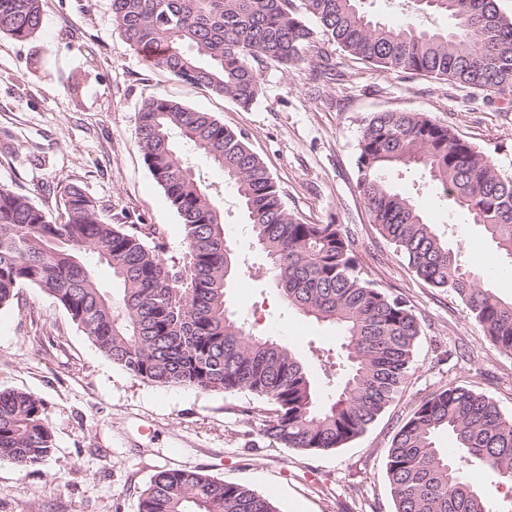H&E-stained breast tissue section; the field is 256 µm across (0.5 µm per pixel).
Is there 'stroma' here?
Here are the masks:
<instances>
[{
	"instance_id": "1",
	"label": "stroma",
	"mask_w": 512,
	"mask_h": 512,
	"mask_svg": "<svg viewBox=\"0 0 512 512\" xmlns=\"http://www.w3.org/2000/svg\"><path fill=\"white\" fill-rule=\"evenodd\" d=\"M31 38L0 35V187L52 218L63 189L80 186L106 213L126 212L155 229L164 256L182 261L184 227L140 155L143 102L162 93L243 133L283 192L288 210L310 224L347 225L364 273L405 298L421 324L414 371L387 412L360 438L307 454L263 440L259 401L247 392L157 386L114 364L42 289L19 288L0 308V391L40 399L54 451L29 470L0 460V512H138L163 467H200L270 494L279 512H394L384 459L391 437L421 399L454 383L491 397L512 417V353L490 347L452 293L429 288L376 231L356 187L358 141L374 113L424 112L512 174V99L444 79L383 69L317 41L304 62L261 70V92L244 107L188 85L129 49L111 0H41ZM336 72L317 84L318 70ZM196 172L218 193L224 230L239 250L231 301L256 334L290 344L330 395L346 362L335 325L288 308L266 255L248 245L246 216L223 173ZM439 232L455 231L467 255L494 246L467 212L428 175L390 170Z\"/></svg>"
}]
</instances>
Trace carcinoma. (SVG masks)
Wrapping results in <instances>:
<instances>
[{"instance_id":"cac0c4a2","label":"carcinoma","mask_w":512,"mask_h":512,"mask_svg":"<svg viewBox=\"0 0 512 512\" xmlns=\"http://www.w3.org/2000/svg\"><path fill=\"white\" fill-rule=\"evenodd\" d=\"M363 0H112L125 44L152 52L154 66L246 107L261 90L260 66H293L316 43L303 21L348 55L387 69L416 71L475 88L512 90V19L497 0H421L420 15L444 14L447 29L412 19L386 26ZM40 0H0V35L31 37ZM137 144L147 169L184 226L186 262H168L149 233L105 216L76 185L65 188L64 218L49 220L27 198L0 187V307L23 286L52 295L95 345L129 374L158 386L247 391L271 406L259 435L304 453L331 452L361 436L402 391L414 367L420 322L407 300L368 279L343 224H308L288 211L282 192L243 134L208 112L164 94L144 101ZM193 153L224 172L263 250L287 306L341 330L349 365L336 398L318 403L308 367L291 347L257 336L228 296L237 272L224 215L187 159ZM421 168L443 195L512 259V177L450 128L422 112H378L358 143L357 188L378 233L429 287L452 292L489 343L512 353V299L464 267L410 197L384 172ZM106 267L119 293L101 286ZM454 439L448 453L437 436ZM42 402L0 392V459L21 469L53 453ZM478 465L512 486V419L488 396L449 383L422 399L395 430L385 468L395 512H512L500 509L464 475ZM139 512H278L272 499L199 468L157 471Z\"/></svg>"}]
</instances>
